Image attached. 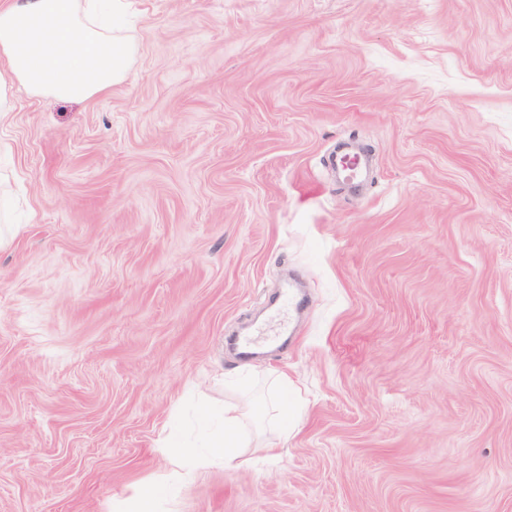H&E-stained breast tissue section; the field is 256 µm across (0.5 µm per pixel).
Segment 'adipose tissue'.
Wrapping results in <instances>:
<instances>
[{
	"label": "adipose tissue",
	"mask_w": 512,
	"mask_h": 512,
	"mask_svg": "<svg viewBox=\"0 0 512 512\" xmlns=\"http://www.w3.org/2000/svg\"><path fill=\"white\" fill-rule=\"evenodd\" d=\"M123 0H0V117L17 89L63 101H91L122 83L137 53L116 22ZM250 431L237 406L224 408V430L209 459L247 465Z\"/></svg>",
	"instance_id": "1"
}]
</instances>
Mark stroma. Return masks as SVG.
<instances>
[{
    "mask_svg": "<svg viewBox=\"0 0 512 512\" xmlns=\"http://www.w3.org/2000/svg\"><path fill=\"white\" fill-rule=\"evenodd\" d=\"M130 11L111 94L0 119V512H512V0ZM275 397L278 460L173 478Z\"/></svg>",
    "mask_w": 512,
    "mask_h": 512,
    "instance_id": "obj_1",
    "label": "stroma"
}]
</instances>
